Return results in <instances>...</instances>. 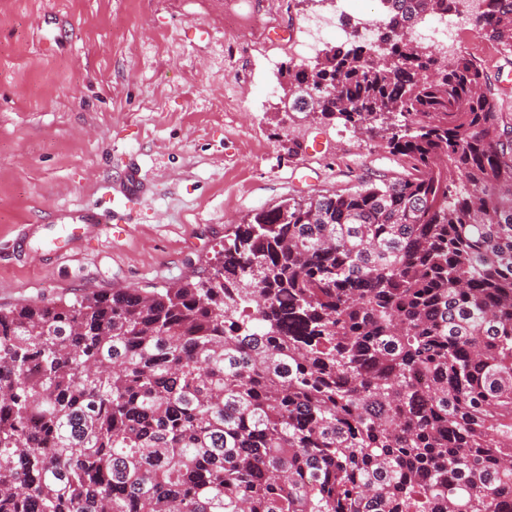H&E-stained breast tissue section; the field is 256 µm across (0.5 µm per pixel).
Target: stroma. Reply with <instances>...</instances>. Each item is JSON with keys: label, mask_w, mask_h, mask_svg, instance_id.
Returning a JSON list of instances; mask_svg holds the SVG:
<instances>
[{"label": "stroma", "mask_w": 512, "mask_h": 512, "mask_svg": "<svg viewBox=\"0 0 512 512\" xmlns=\"http://www.w3.org/2000/svg\"><path fill=\"white\" fill-rule=\"evenodd\" d=\"M238 3L0 0V305L172 286L254 210L403 174L342 119L281 103L270 61L296 63L307 16L336 0H287L277 35L244 50L224 30ZM463 40L512 113V54L476 29ZM132 163L151 191L124 232L57 236L56 211L82 209Z\"/></svg>", "instance_id": "obj_1"}]
</instances>
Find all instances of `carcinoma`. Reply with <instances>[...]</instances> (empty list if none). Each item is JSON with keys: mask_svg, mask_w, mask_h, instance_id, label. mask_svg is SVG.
<instances>
[{"mask_svg": "<svg viewBox=\"0 0 512 512\" xmlns=\"http://www.w3.org/2000/svg\"><path fill=\"white\" fill-rule=\"evenodd\" d=\"M285 67L402 177L290 198L167 288L0 306V512H512V115L401 30ZM475 26L512 50V0Z\"/></svg>", "mask_w": 512, "mask_h": 512, "instance_id": "obj_1", "label": "carcinoma"}]
</instances>
